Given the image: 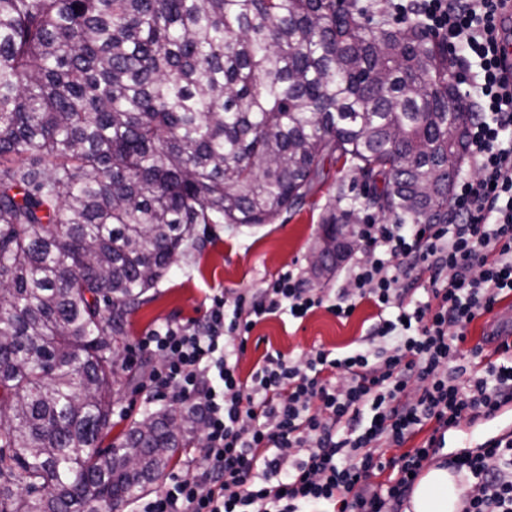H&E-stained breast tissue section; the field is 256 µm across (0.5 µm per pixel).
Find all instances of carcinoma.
I'll list each match as a JSON object with an SVG mask.
<instances>
[{
    "label": "carcinoma",
    "mask_w": 512,
    "mask_h": 512,
    "mask_svg": "<svg viewBox=\"0 0 512 512\" xmlns=\"http://www.w3.org/2000/svg\"><path fill=\"white\" fill-rule=\"evenodd\" d=\"M344 0H0V512H119L191 442L186 407L101 447L127 317L199 224L301 207L444 224L475 112L418 14Z\"/></svg>",
    "instance_id": "1"
}]
</instances>
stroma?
<instances>
[{
  "label": "stroma",
  "mask_w": 512,
  "mask_h": 512,
  "mask_svg": "<svg viewBox=\"0 0 512 512\" xmlns=\"http://www.w3.org/2000/svg\"><path fill=\"white\" fill-rule=\"evenodd\" d=\"M325 171L323 185L299 211L282 212L272 223L197 225L177 261L147 292L145 303L128 316L127 350L117 376L119 392L114 398L111 424L103 432L104 443H111L134 421L158 407L140 385L143 372L159 362L158 356L137 350L140 337L148 331L167 321L199 319L213 297L230 299L245 289L258 290L290 268L299 272L305 286L315 287L321 295L332 297L347 287L342 266L328 279L313 282L308 257L321 231L322 218L335 203L337 185L353 188L359 195L366 193L367 186L358 172L342 164H326ZM376 320V308L365 299L358 301L346 320L322 307L301 322L284 317L267 319L252 330L238 360L239 374L249 378L266 354L275 351L290 360L315 348L344 353L356 346Z\"/></svg>",
  "instance_id": "obj_1"
}]
</instances>
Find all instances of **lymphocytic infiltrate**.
I'll use <instances>...</instances> for the list:
<instances>
[{
  "label": "lymphocytic infiltrate",
  "mask_w": 512,
  "mask_h": 512,
  "mask_svg": "<svg viewBox=\"0 0 512 512\" xmlns=\"http://www.w3.org/2000/svg\"><path fill=\"white\" fill-rule=\"evenodd\" d=\"M414 4L478 101L468 136L478 180L458 184L447 223L359 225L372 257L350 267L353 289L334 301L289 269L259 291L213 298L201 319L141 337L139 351L162 360L144 390L203 417L205 459L171 474L139 512H402L449 428L512 405L511 342L498 339L490 361L475 345L482 366L470 374L453 366L468 325L512 295V77L503 56L512 0ZM360 299L378 309L362 346L340 356L316 349L301 365L270 353L241 379L237 357L256 325L323 306L346 319ZM427 425L431 434L417 441ZM447 465L465 479L463 512H512V432Z\"/></svg>",
  "instance_id": "lymphocytic-infiltrate-1"
}]
</instances>
